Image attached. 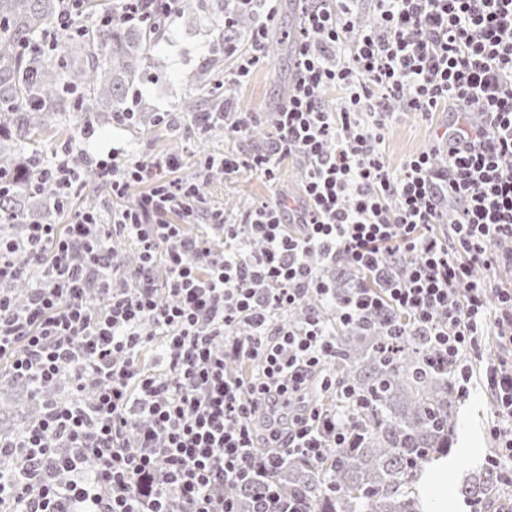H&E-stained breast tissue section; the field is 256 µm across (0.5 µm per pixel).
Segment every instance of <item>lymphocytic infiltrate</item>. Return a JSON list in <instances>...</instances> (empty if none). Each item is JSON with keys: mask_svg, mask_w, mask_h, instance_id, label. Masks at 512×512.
I'll return each mask as SVG.
<instances>
[{"mask_svg": "<svg viewBox=\"0 0 512 512\" xmlns=\"http://www.w3.org/2000/svg\"><path fill=\"white\" fill-rule=\"evenodd\" d=\"M298 2L293 82L268 146L199 162L273 182L301 158L294 205L229 224L176 178L181 156L101 159L113 198L146 186L111 223L85 211L0 236V283L20 275L18 255L31 264L24 304L0 290V361L35 390L72 380L68 399L0 443L13 457L0 467L11 512H237L220 486L267 482L289 455L345 447V423L307 387L337 327L386 305L425 337L458 395L482 383L494 461L512 478V0H370L369 27L361 0ZM276 13L257 19L236 79L267 61ZM331 86L342 92L333 108ZM396 105L425 121L448 115L433 151L397 173L381 152ZM124 239L136 267L119 256ZM393 255L406 262L394 277ZM338 261L362 276L342 299L321 273ZM308 295L318 308L284 322ZM487 336L508 357L484 363Z\"/></svg>", "mask_w": 512, "mask_h": 512, "instance_id": "lymphocytic-infiltrate-1", "label": "lymphocytic infiltrate"}]
</instances>
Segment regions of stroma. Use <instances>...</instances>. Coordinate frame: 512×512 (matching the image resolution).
<instances>
[{"label": "stroma", "instance_id": "obj_1", "mask_svg": "<svg viewBox=\"0 0 512 512\" xmlns=\"http://www.w3.org/2000/svg\"><path fill=\"white\" fill-rule=\"evenodd\" d=\"M297 16L294 0H280L272 37L280 44L271 63L257 67L244 81H237L229 93V101L235 111L273 112L284 100L282 89L291 84L293 74L290 64L291 48L284 37L291 30ZM239 42L232 30L217 32L209 20L198 21L187 28L173 24L169 39L152 52L146 69L133 87L152 111L173 112L178 127L171 130L162 126H100L86 140L69 139L71 129L80 127L79 117H72L67 127L47 145L46 163H53L66 155L67 148L84 149L90 160L117 153L119 161L146 160L159 154L182 156L185 164L180 171L182 178L195 180L200 172L195 165L198 157L218 155L233 147L221 130L199 132L194 119L179 112L178 104L187 90L186 76L207 70L213 58L224 61L225 72H232ZM447 113L435 114L433 124L403 112H395L385 134L383 148L392 168L412 156L429 151L434 126L447 124ZM302 164L290 159L282 163L276 183H268L257 173L245 170L233 178L211 173L210 184L204 199L209 208L223 211L229 222H240L242 216L256 205L275 203L285 196L298 195L301 189ZM114 203L110 188L100 181L78 183L71 195L67 209L58 213L56 223H69L75 212L91 210L103 222H111ZM457 425L453 435L452 451L448 457V510L469 512L457 494V488L474 475L494 445L487 434L491 420L489 397L482 390H474L470 398L460 401Z\"/></svg>", "mask_w": 512, "mask_h": 512}]
</instances>
